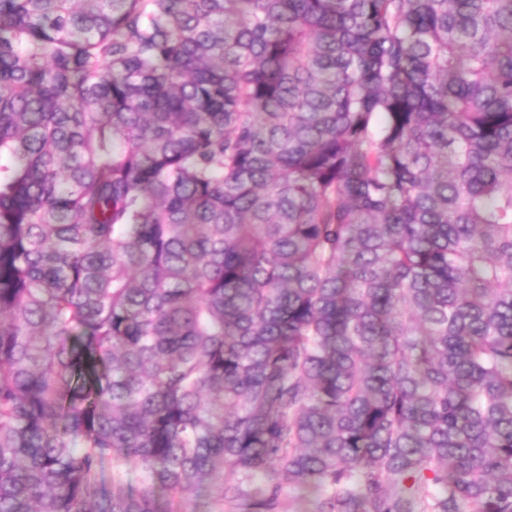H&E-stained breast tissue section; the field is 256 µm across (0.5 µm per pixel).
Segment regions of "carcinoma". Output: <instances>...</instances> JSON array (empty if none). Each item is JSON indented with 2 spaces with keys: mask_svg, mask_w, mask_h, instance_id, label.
I'll use <instances>...</instances> for the list:
<instances>
[{
  "mask_svg": "<svg viewBox=\"0 0 512 512\" xmlns=\"http://www.w3.org/2000/svg\"><path fill=\"white\" fill-rule=\"evenodd\" d=\"M293 486L512 512V0H0V512Z\"/></svg>",
  "mask_w": 512,
  "mask_h": 512,
  "instance_id": "carcinoma-1",
  "label": "carcinoma"
}]
</instances>
